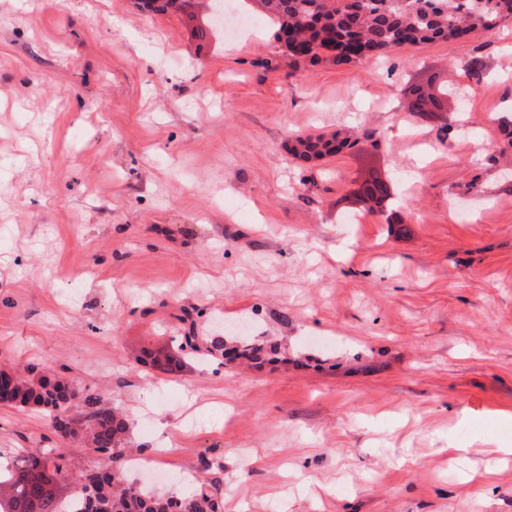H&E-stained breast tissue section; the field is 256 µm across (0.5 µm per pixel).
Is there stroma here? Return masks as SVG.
<instances>
[{"label":"stroma","instance_id":"stroma-1","mask_svg":"<svg viewBox=\"0 0 512 512\" xmlns=\"http://www.w3.org/2000/svg\"><path fill=\"white\" fill-rule=\"evenodd\" d=\"M134 0H0V365L97 388L134 452L223 512H512V22L460 45L296 69L270 24L208 40ZM459 66H452V59ZM478 59L479 75L467 61ZM463 88L450 133L402 107ZM357 128L301 166L294 136ZM398 176L406 233L364 211ZM249 317L306 365H219L196 322ZM63 448L0 405V455ZM363 191L357 195V202L371 211L387 214V223L404 224L402 216L394 209V181L389 175L383 178L371 173L362 181Z\"/></svg>","mask_w":512,"mask_h":512}]
</instances>
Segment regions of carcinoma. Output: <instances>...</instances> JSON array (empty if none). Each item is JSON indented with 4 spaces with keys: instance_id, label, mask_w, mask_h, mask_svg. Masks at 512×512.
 I'll return each instance as SVG.
<instances>
[{
    "instance_id": "carcinoma-1",
    "label": "carcinoma",
    "mask_w": 512,
    "mask_h": 512,
    "mask_svg": "<svg viewBox=\"0 0 512 512\" xmlns=\"http://www.w3.org/2000/svg\"><path fill=\"white\" fill-rule=\"evenodd\" d=\"M274 28L278 54L298 69L330 62L336 66L386 55L406 45L432 42L460 44L462 36L490 29L512 19V0H238ZM194 0H141L140 8L153 13H188ZM414 86L404 93L407 108L427 121L450 128L449 110L440 86L412 97ZM354 134L345 130L292 139L291 155L306 166L353 148ZM357 202L387 216V223L401 224L394 209V181L372 173L362 181ZM224 354L254 365L272 362L276 350L259 336H226L214 344ZM82 413L69 415L72 402ZM0 403L34 408L45 413L54 430L65 440L78 441L96 460L87 473L74 477L76 489L66 499L46 498L44 483L55 484L71 476L65 453L48 448L42 456L19 454L8 473L0 472V512H218V503L207 493L189 496L156 495L134 489L124 478L129 418L106 404L96 388L68 384L45 375L34 379L13 369H0Z\"/></svg>"
}]
</instances>
